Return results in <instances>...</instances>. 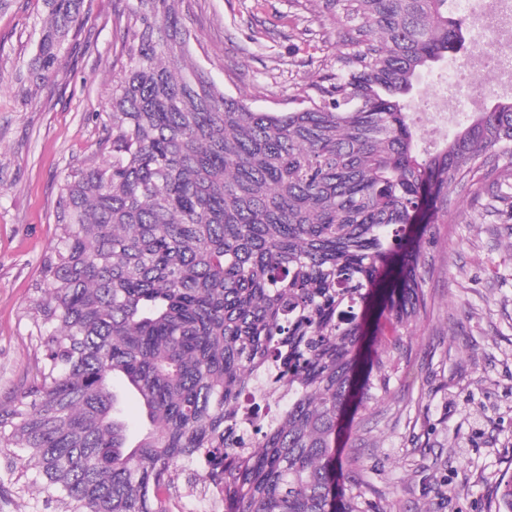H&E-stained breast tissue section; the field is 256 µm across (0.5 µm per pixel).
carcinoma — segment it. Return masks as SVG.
Segmentation results:
<instances>
[{"instance_id":"1","label":"carcinoma","mask_w":512,"mask_h":512,"mask_svg":"<svg viewBox=\"0 0 512 512\" xmlns=\"http://www.w3.org/2000/svg\"><path fill=\"white\" fill-rule=\"evenodd\" d=\"M33 80L84 0H43ZM182 0H128L126 63L98 113L104 161L68 167L35 284L36 374L0 403L58 512H370L336 489L348 415L379 400L426 311L422 236L479 174L512 178V99L420 145L415 81L464 45L448 0H322L347 25L303 106L251 109L189 57ZM140 423L127 422L128 399ZM497 512H512V480Z\"/></svg>"}]
</instances>
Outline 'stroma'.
<instances>
[{"mask_svg":"<svg viewBox=\"0 0 512 512\" xmlns=\"http://www.w3.org/2000/svg\"><path fill=\"white\" fill-rule=\"evenodd\" d=\"M82 33L49 80L28 64L42 0H0V400L41 360L29 333L33 285L54 245L70 163L100 162L95 115L121 72L119 0H85ZM190 52L226 96L258 111L298 107L326 73L342 25L319 0H183ZM487 178L450 196L428 228V307L400 337L387 391L338 443L341 478L363 480L373 512H495L512 477V216L490 211ZM0 512H56L0 467Z\"/></svg>","mask_w":512,"mask_h":512,"instance_id":"1","label":"stroma"}]
</instances>
